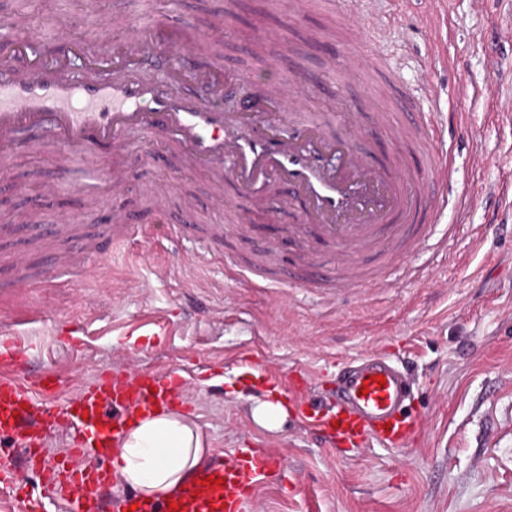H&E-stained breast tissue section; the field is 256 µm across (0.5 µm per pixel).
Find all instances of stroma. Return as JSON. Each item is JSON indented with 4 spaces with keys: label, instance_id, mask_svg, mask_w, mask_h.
I'll use <instances>...</instances> for the list:
<instances>
[{
    "label": "stroma",
    "instance_id": "35a3bbf8",
    "mask_svg": "<svg viewBox=\"0 0 512 512\" xmlns=\"http://www.w3.org/2000/svg\"><path fill=\"white\" fill-rule=\"evenodd\" d=\"M101 16L176 28L188 42L204 40L216 22L224 24L221 46H206L220 57L236 88L224 95L225 111H240L257 86L285 80L278 63L288 54L295 68L317 76L320 85L306 96L308 113H332V130L350 133V105L364 98L362 86H342L323 61L382 52L414 82L415 71L432 61L436 83L448 90L465 128L446 135L452 153L443 224L453 236L396 267L395 289L359 288L325 296L320 288L259 281L241 287L235 265L253 260L267 237L290 224L292 206L275 197L282 221L267 223L247 204H211V173L170 154L159 136L128 134L124 155L99 157V172L73 160L60 175L51 157L22 148L0 159L9 174L29 173L26 192L14 196L7 221L27 237L34 211L46 228L60 222L92 227L103 213H90L87 197L107 204L112 179L123 182L121 198L137 220L151 221L159 206L150 194L155 183L169 189L166 206L189 214L197 224H220L228 236L222 257L201 237L179 238L150 250L137 235L117 246L107 280L74 281L57 276L13 296H0V340L20 337L32 345L28 370H54L60 398L96 380L102 371L134 363L145 372L169 370L192 377L186 411L194 413L213 453L238 448H270L285 476L260 484L250 512H512V196L498 190L512 176V118L486 112L482 93L494 78L490 61L512 67V43L501 24L512 0H448L446 47H436L427 29L423 0L394 14L386 0L375 9L391 26L386 38L354 31L343 22L336 0H299L286 14L278 0H98ZM21 16L43 58L51 56L55 17L68 18L78 40L118 44L121 29L98 31L87 0H6L0 25ZM276 29L278 40L253 46ZM481 169H473L474 156ZM56 182L55 197L43 198ZM160 313L165 326L150 336H128V323L145 312ZM78 326L82 337L64 336L61 326ZM379 354L405 377L407 410L424 422L422 436L403 448L322 447L295 417L270 431L254 421L256 401L283 398L280 388L247 387L238 361L253 356L288 378H305L316 399L335 388L337 370L361 357ZM41 498L43 512H62L58 491H43L42 476L22 471L16 490L0 495V512H27Z\"/></svg>",
    "mask_w": 512,
    "mask_h": 512
}]
</instances>
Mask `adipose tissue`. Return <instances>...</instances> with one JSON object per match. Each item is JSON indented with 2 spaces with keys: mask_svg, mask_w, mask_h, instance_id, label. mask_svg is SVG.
Returning <instances> with one entry per match:
<instances>
[{
  "mask_svg": "<svg viewBox=\"0 0 512 512\" xmlns=\"http://www.w3.org/2000/svg\"><path fill=\"white\" fill-rule=\"evenodd\" d=\"M206 451L195 416L172 406L130 420L111 462L126 485L143 497L160 500L183 486Z\"/></svg>",
  "mask_w": 512,
  "mask_h": 512,
  "instance_id": "1",
  "label": "adipose tissue"
}]
</instances>
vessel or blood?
I'll return each instance as SVG.
<instances>
[{
	"mask_svg": "<svg viewBox=\"0 0 512 512\" xmlns=\"http://www.w3.org/2000/svg\"><path fill=\"white\" fill-rule=\"evenodd\" d=\"M447 16L448 0H429L431 34L442 32ZM55 37L60 52L49 63L27 36L12 39V61L0 69L1 150L26 133L29 150H59L64 166L93 150L124 153L128 133L159 134L175 153L212 173L216 206L233 204L241 196L276 223L280 215L269 201L281 192L289 195L297 205L294 222L285 238L267 241L263 268L302 286L345 291L368 279L387 285L396 265L422 250L433 224L441 220L447 180L439 147L443 92L430 67H421L409 86L394 63L379 54L340 66L342 81L355 83L367 76L372 83L369 96L353 108L363 139L356 145L330 134L324 120L300 112L315 84L308 72L291 73L287 82L247 97L241 111L227 112L220 104L228 83L221 67L196 62L174 33H167L159 48L130 21L121 43L93 49L72 38L69 22L61 17ZM78 53L91 64L111 65V76H75L68 62ZM158 72L167 74V83L154 82ZM485 97L491 114H512V95L491 86ZM379 128L390 135L395 150L382 151L375 135ZM134 228L131 215L114 207L93 236L68 231L59 251L60 268L71 279L80 278L90 259L128 241ZM154 231L151 243L157 246L198 228L182 216L164 214ZM286 239L297 250L290 266L283 263ZM26 353L18 339L0 342V437L23 451L26 466L38 467L48 431L64 424L74 430V443L47 480L63 490L69 512H127L132 506L137 512H169L166 501L149 502L134 493L108 505L93 490L116 479L106 461L126 422L136 412L183 403L185 379L175 372L133 369L83 386L61 407L52 408L47 401L59 392L55 376L42 373L22 380ZM240 366L252 385L286 388L299 423L326 447L375 442L402 448L422 430L403 411L407 389L402 374L382 359L345 367L335 394L322 402L309 394L306 383H288L249 359ZM90 454L96 463L88 467L83 460ZM280 470V460L266 448L217 454L195 470L174 498L181 503L179 512H248L250 490L273 480ZM208 476L222 479V486H202Z\"/></svg>",
	"mask_w": 512,
	"mask_h": 512,
	"instance_id": "1",
	"label": "vessel or blood"
}]
</instances>
